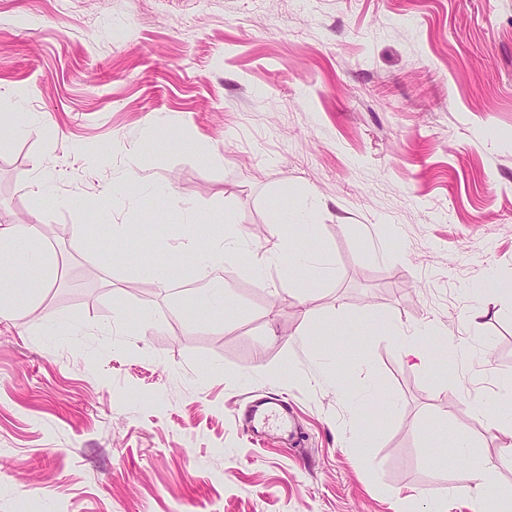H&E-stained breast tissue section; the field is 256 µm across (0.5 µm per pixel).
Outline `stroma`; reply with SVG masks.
<instances>
[{"label": "stroma", "instance_id": "obj_1", "mask_svg": "<svg viewBox=\"0 0 512 512\" xmlns=\"http://www.w3.org/2000/svg\"><path fill=\"white\" fill-rule=\"evenodd\" d=\"M0 135V225L61 268L0 312V512H473L448 489L512 441V0H0ZM191 230L238 244L223 315ZM272 395L298 447L254 434ZM428 330H424L415 336H406V334L397 326H388L387 335L393 340L399 342L407 357H413L422 360L423 348L420 343V336L429 335Z\"/></svg>", "mask_w": 512, "mask_h": 512}]
</instances>
